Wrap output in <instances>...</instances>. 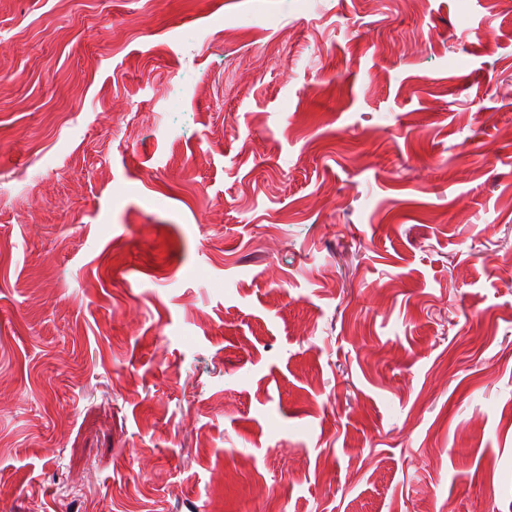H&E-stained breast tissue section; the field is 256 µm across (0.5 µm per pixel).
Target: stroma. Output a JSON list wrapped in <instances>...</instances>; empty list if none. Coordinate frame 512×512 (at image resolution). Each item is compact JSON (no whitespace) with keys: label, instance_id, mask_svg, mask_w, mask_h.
<instances>
[{"label":"stroma","instance_id":"35a3bbf8","mask_svg":"<svg viewBox=\"0 0 512 512\" xmlns=\"http://www.w3.org/2000/svg\"><path fill=\"white\" fill-rule=\"evenodd\" d=\"M223 2L0 0V512H512V0Z\"/></svg>","mask_w":512,"mask_h":512}]
</instances>
